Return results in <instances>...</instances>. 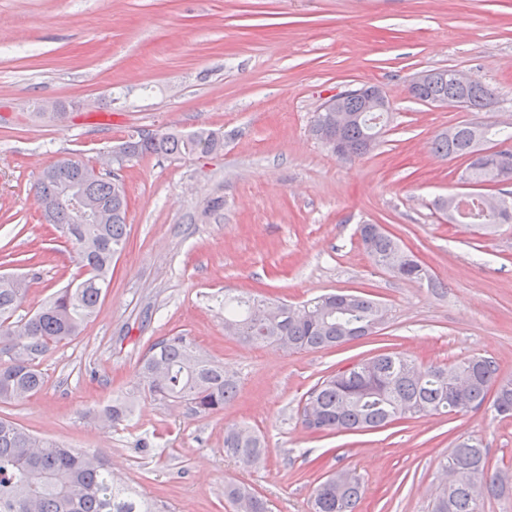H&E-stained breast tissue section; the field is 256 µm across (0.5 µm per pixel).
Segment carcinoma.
Here are the masks:
<instances>
[{
	"mask_svg": "<svg viewBox=\"0 0 512 512\" xmlns=\"http://www.w3.org/2000/svg\"><path fill=\"white\" fill-rule=\"evenodd\" d=\"M450 68L428 71V80L409 90L426 103L448 95L464 99L466 109L477 112L493 100L488 86L463 89L450 81ZM356 119L341 133L346 147L356 157L365 155L367 144L378 145L389 112H365L359 96L347 99ZM512 142V129L491 125H457L432 141L434 152L444 158L477 156L468 163L473 183L512 182V169L495 167L493 157H478L487 149ZM216 152L224 146L214 131L162 132L131 138L120 145L111 164L123 168L145 155L182 157L200 146ZM76 183L90 199L109 213L103 224H72L62 192ZM41 204L55 202L51 223L57 225L75 246L85 275L60 289L52 299L26 320L13 316L26 291L25 281L0 276V402L24 400L39 393L45 384L35 360L53 346L77 336L97 312L103 289L109 287L112 260L119 254L127 234L128 203L123 186L113 182L112 172H94V166L63 158L43 170L32 186ZM451 196H439L434 208L454 224L485 228L512 223V202L502 199L492 206L484 195L471 197L473 209L463 213L449 209ZM364 251L395 276L425 281L439 287L420 261L406 252L379 224L358 227ZM265 303L249 298L224 301V331L249 344L275 345L286 351L331 349L350 339L370 335L386 317L385 307L365 296L327 293L302 305L280 303L281 317L264 316ZM140 376L152 395L163 400L186 402L195 412L210 414L224 409L237 394L235 378L224 366L201 355L183 336H168L154 342L141 364ZM502 419L512 417V379L500 376L496 361L472 356L445 366H424L405 353H382L352 365L344 372L327 375L307 392L300 419L305 430L329 435L343 427L351 430L381 429L389 424L434 412L452 415L481 408L489 392ZM313 407L321 421L312 426L306 408ZM129 405L115 400L98 414L112 425L125 418ZM261 435L245 424L224 427V453L245 468L264 462ZM444 481L432 512H481L488 495L512 492V486L490 471L483 443L464 439L448 452L443 465ZM362 479L352 470H339L314 490V512H357ZM224 497L237 512H269L266 502L244 484L224 486ZM0 512H156L152 501L114 481L99 453L62 448L40 438L12 420L0 417Z\"/></svg>",
	"mask_w": 512,
	"mask_h": 512,
	"instance_id": "1",
	"label": "carcinoma"
}]
</instances>
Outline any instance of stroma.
<instances>
[{
  "label": "stroma",
  "mask_w": 512,
  "mask_h": 512,
  "mask_svg": "<svg viewBox=\"0 0 512 512\" xmlns=\"http://www.w3.org/2000/svg\"><path fill=\"white\" fill-rule=\"evenodd\" d=\"M0 275L30 288L34 314L82 270L30 191L60 158L92 164L143 132L223 135L209 155H146L121 176L128 235L98 312L69 343L37 358L43 390L0 403V417L69 448L101 451L114 476L161 512H235L245 483L271 512H313V491L356 470L358 512H429L440 463L482 439L512 483V419L490 406L423 414L377 431L320 435L299 417L307 391L339 368L403 351L424 365L493 358L512 377V224L449 223L439 195L468 193L466 162L443 160L435 135L458 124L512 126V0H0ZM489 84L480 112L435 108L407 85L433 68ZM381 86L391 119L369 154L342 159L311 133L337 92ZM63 103L67 115H37ZM381 224L436 287L374 265L357 230ZM353 291L381 301L384 324L332 349L287 352L224 333L225 296L298 304ZM166 336L186 337L238 380L224 410L196 413L144 388L140 364ZM134 397L109 428L95 416ZM264 438L265 466L224 454V428Z\"/></svg>",
  "instance_id": "35a3bbf8"
}]
</instances>
